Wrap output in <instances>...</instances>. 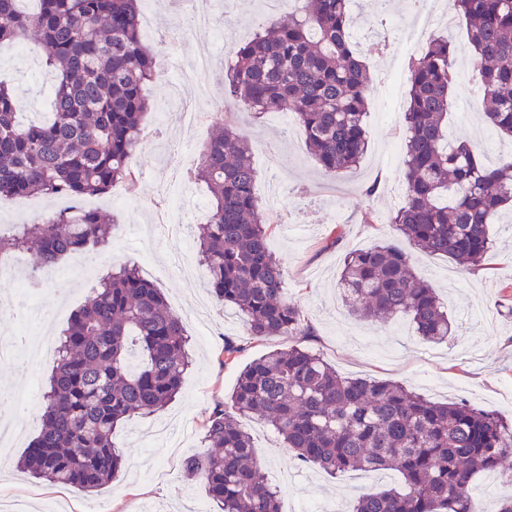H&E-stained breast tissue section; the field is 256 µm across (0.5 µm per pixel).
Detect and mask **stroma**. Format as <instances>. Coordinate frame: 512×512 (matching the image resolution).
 <instances>
[{"label":"stroma","instance_id":"1","mask_svg":"<svg viewBox=\"0 0 512 512\" xmlns=\"http://www.w3.org/2000/svg\"><path fill=\"white\" fill-rule=\"evenodd\" d=\"M406 0H395L393 25L384 38L361 43L370 73L391 74L407 86V54L402 40L411 19ZM196 11L209 12L212 24L186 33L174 28L178 11L173 0H157L154 26L161 37L153 46L161 64L149 85V114L143 122V145L135 156L138 175L135 191L115 185L110 195L96 198L115 225L109 247L95 256L66 260L52 274H44L33 253L8 279H0V296L11 297L24 311H50L54 331L66 327L73 311L111 269L137 266L143 277L159 288L169 307L181 318L190 340L192 364L181 393L160 413L134 417L115 431L114 440L126 465L119 478L99 492H54L49 482L31 478L17 463L38 433L31 408L40 406L41 393L54 360L19 369L17 361H0V388L12 390L15 415L26 420V431L5 459L13 478L0 486V494L16 505L17 512H195L207 503L205 483L187 477V456L204 450V425L217 404L235 384L239 370L250 360L288 345L285 336L250 342L242 319L231 307L218 303L207 283L205 268L195 247H188L182 269H172L170 244L161 221L182 222L186 238L205 223L211 195L202 182H194L193 196L182 192L183 175L193 174L210 136L221 122L234 121L253 148L258 172L257 195L277 187L276 208L268 209L271 235L268 246L286 271L288 297L302 311L315 334L305 344L345 376L398 382L438 401H465L512 421V237L494 225V247L479 270H465L443 256L414 251L416 273L437 288L456 336L436 344L416 335L404 316L389 321H366L348 313L338 285L344 254L380 241L401 243L387 224H367L366 210L386 215L403 201L398 170L402 156L403 105L386 111V86L374 88L366 119L368 149L355 168L339 175L321 170L308 154L299 127L285 128L270 119L254 118L245 111H217L210 96L194 94L196 106L211 111V122L184 130L181 109L159 105L168 84L179 79L182 68L194 60L200 44L214 45L216 67L230 62V49L246 40L254 20L267 14L264 0H191ZM455 46L457 82L451 93L448 139L478 144L489 163L512 157V144L502 141L485 124L478 73L471 63L466 24L455 17L448 32ZM28 62L0 54V80L8 81L22 99V123L45 120L51 110L54 72L46 67L37 47H30ZM374 195H366L369 185ZM343 237L336 248L323 247L334 229ZM45 280V287L27 289L28 281ZM232 339L244 349L232 362L224 359V342ZM250 430L261 471L280 494L284 512L298 504L329 502L337 512H350L353 501L399 484L401 476L389 470L380 474L352 471L340 478L301 465L280 439L263 423L250 420Z\"/></svg>","mask_w":512,"mask_h":512}]
</instances>
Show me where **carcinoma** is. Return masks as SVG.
<instances>
[{"mask_svg": "<svg viewBox=\"0 0 512 512\" xmlns=\"http://www.w3.org/2000/svg\"><path fill=\"white\" fill-rule=\"evenodd\" d=\"M140 0H37L25 12L0 0V45L37 35L57 72L46 123L21 125L20 101L0 81V201L42 195L73 205L0 237V255L34 249L39 265L104 247L110 219L74 202L123 183L148 111L145 86L158 75L140 34ZM351 0H296L263 17L232 49L224 94L255 115L288 112L317 165L339 174L367 150L364 118L371 80L350 33ZM467 23L481 77L487 124L512 140V0H454ZM409 98L401 207L388 223L416 247L467 269L493 246L490 226L512 209V159L486 164L470 143L448 142L454 47L434 36L407 62ZM196 176L211 192L212 214L198 228L197 254L208 286L235 309L255 342L310 336L288 299L285 272L267 247L270 226L255 195L249 142L230 125L204 147ZM339 285L360 319L404 315L423 340L442 343L454 324L409 253L390 243L345 253ZM42 392L39 432L21 466L36 479L95 492L123 468L113 433L135 415L162 411L191 366L180 317L135 267L104 274L71 316ZM257 415L302 464L334 478L351 470H394L399 487L363 495L352 512H476L471 482L512 460V423L466 402H433L403 385L343 376L320 355L291 343L252 359L224 405L208 419V449L185 471L205 481L215 512H282L261 473L242 419Z\"/></svg>", "mask_w": 512, "mask_h": 512, "instance_id": "1", "label": "carcinoma"}]
</instances>
